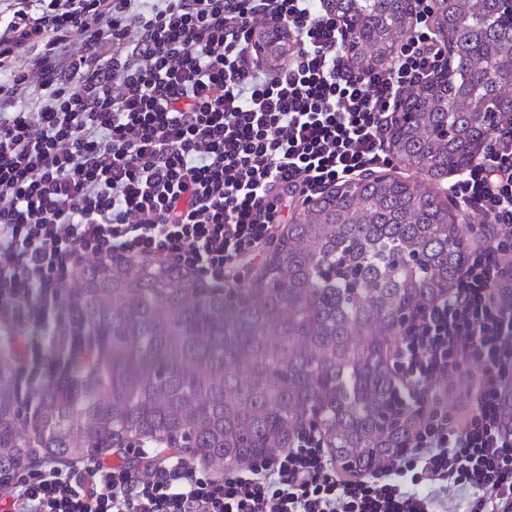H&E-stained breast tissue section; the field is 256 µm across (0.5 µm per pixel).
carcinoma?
I'll list each match as a JSON object with an SVG mask.
<instances>
[{
    "instance_id": "carcinoma-1",
    "label": "carcinoma",
    "mask_w": 512,
    "mask_h": 512,
    "mask_svg": "<svg viewBox=\"0 0 512 512\" xmlns=\"http://www.w3.org/2000/svg\"><path fill=\"white\" fill-rule=\"evenodd\" d=\"M352 20L353 64L383 65L410 32L406 0H327ZM448 74L404 98L411 124L391 130L402 178L368 176L317 197L288 225L268 275L234 298L206 294L176 265L100 260L78 303L108 335L109 382L48 385L35 434L60 459L100 450L112 433L165 434L218 473L287 448L323 413L336 460L356 471L395 457L416 428L378 349L391 317L434 300L460 275L471 243L425 174L469 164L488 139V100L512 111V21L496 0H448ZM11 366L0 364V473L27 450Z\"/></svg>"
}]
</instances>
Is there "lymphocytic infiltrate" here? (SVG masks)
Here are the masks:
<instances>
[{
  "label": "lymphocytic infiltrate",
  "instance_id": "f902f5d3",
  "mask_svg": "<svg viewBox=\"0 0 512 512\" xmlns=\"http://www.w3.org/2000/svg\"><path fill=\"white\" fill-rule=\"evenodd\" d=\"M422 8L395 63L358 68L315 0H12L0 20V335L17 387L92 361L64 297L90 259L177 263L238 283L279 229L282 195L313 198L386 164L390 124L444 51ZM279 33L282 61L266 69ZM453 193L490 234L406 333L401 385L430 400L382 474L341 479L325 436L218 479L142 452L5 481L0 512H512V126L493 130ZM468 383L477 407L448 410Z\"/></svg>",
  "mask_w": 512,
  "mask_h": 512
}]
</instances>
